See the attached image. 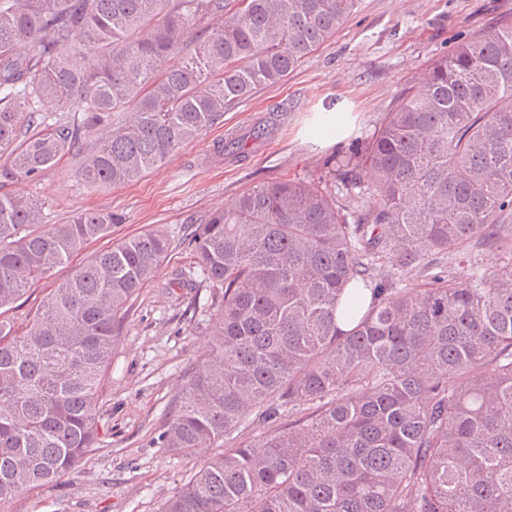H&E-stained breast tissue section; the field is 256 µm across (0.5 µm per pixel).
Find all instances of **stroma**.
<instances>
[{"instance_id":"35a3bbf8","label":"stroma","mask_w":512,"mask_h":512,"mask_svg":"<svg viewBox=\"0 0 512 512\" xmlns=\"http://www.w3.org/2000/svg\"><path fill=\"white\" fill-rule=\"evenodd\" d=\"M506 21L512 22V0H359L336 35L286 80L228 108L223 122L139 180L87 189L76 176L81 158L70 154L38 179L10 184V191L43 202L47 224L97 209L122 215L111 236L88 243L83 256L145 231L169 235L174 246L125 314L98 403L99 449L61 482L17 496L8 512H159L205 461L223 452L221 441L187 454L161 443L177 395L206 355L218 322L213 288L175 281L194 267L192 252L180 243L186 226L259 183L317 178L325 160L371 135L401 95L418 88L434 59L462 37ZM322 112L350 113L349 136L330 144L310 138L307 130ZM271 117L272 134L251 142L241 160L215 155L216 142Z\"/></svg>"}]
</instances>
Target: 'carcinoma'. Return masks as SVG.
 I'll use <instances>...</instances> for the list:
<instances>
[{"mask_svg":"<svg viewBox=\"0 0 512 512\" xmlns=\"http://www.w3.org/2000/svg\"><path fill=\"white\" fill-rule=\"evenodd\" d=\"M357 2L0 0V187L37 179L105 124L78 176L90 188L139 179L282 82ZM24 43L36 52L21 54ZM511 102L506 23L435 59L420 90L324 174L255 185L190 225L181 243L224 295L164 447L275 429L228 445L161 512H512ZM46 112L82 118L49 124ZM263 135L216 153L237 159ZM357 188L365 207L351 205ZM120 222L96 210L45 224L40 202L0 193V510L97 449L121 322L171 241L124 239L25 321L5 313ZM475 239L501 269L429 274ZM405 271L422 283L399 287ZM341 306L359 316L348 330Z\"/></svg>","mask_w":512,"mask_h":512,"instance_id":"carcinoma-1","label":"carcinoma"}]
</instances>
